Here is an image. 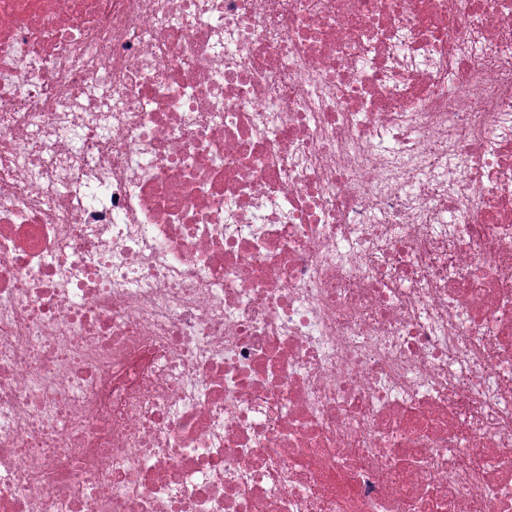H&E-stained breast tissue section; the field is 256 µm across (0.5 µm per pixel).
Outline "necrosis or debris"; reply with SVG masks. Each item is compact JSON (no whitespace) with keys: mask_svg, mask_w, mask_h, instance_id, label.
<instances>
[{"mask_svg":"<svg viewBox=\"0 0 512 512\" xmlns=\"http://www.w3.org/2000/svg\"><path fill=\"white\" fill-rule=\"evenodd\" d=\"M0 512H512V0H0Z\"/></svg>","mask_w":512,"mask_h":512,"instance_id":"4bbe7bcc","label":"necrosis or debris"}]
</instances>
